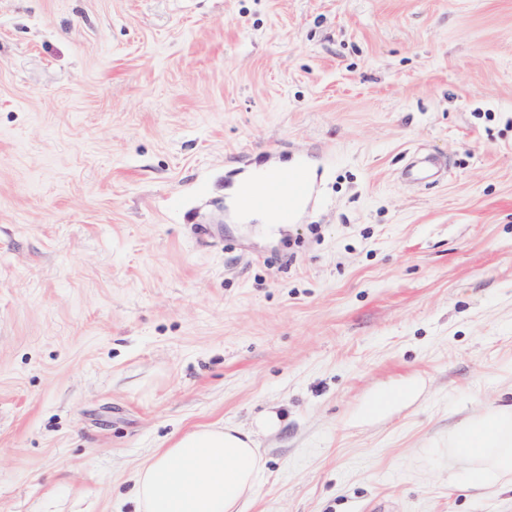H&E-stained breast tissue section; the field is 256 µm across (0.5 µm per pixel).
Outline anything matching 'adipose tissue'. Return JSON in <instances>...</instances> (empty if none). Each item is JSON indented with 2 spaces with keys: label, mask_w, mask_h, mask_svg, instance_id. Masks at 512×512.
<instances>
[{
  "label": "adipose tissue",
  "mask_w": 512,
  "mask_h": 512,
  "mask_svg": "<svg viewBox=\"0 0 512 512\" xmlns=\"http://www.w3.org/2000/svg\"><path fill=\"white\" fill-rule=\"evenodd\" d=\"M468 463V485L512 490V404L466 424L448 442ZM262 459L251 432L210 425L171 439L139 467L136 512H241Z\"/></svg>",
  "instance_id": "obj_1"
}]
</instances>
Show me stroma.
Returning a JSON list of instances; mask_svg holds the SVG:
<instances>
[{
  "label": "stroma",
  "mask_w": 512,
  "mask_h": 512,
  "mask_svg": "<svg viewBox=\"0 0 512 512\" xmlns=\"http://www.w3.org/2000/svg\"><path fill=\"white\" fill-rule=\"evenodd\" d=\"M301 156L296 223L233 207ZM505 403L512 0H0V512H135L212 423L242 512H512L448 453Z\"/></svg>",
  "instance_id": "35a3bbf8"
}]
</instances>
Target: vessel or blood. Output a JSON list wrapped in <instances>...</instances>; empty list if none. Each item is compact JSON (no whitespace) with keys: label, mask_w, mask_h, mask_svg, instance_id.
<instances>
[{"label":"vessel or blood","mask_w":512,"mask_h":512,"mask_svg":"<svg viewBox=\"0 0 512 512\" xmlns=\"http://www.w3.org/2000/svg\"><path fill=\"white\" fill-rule=\"evenodd\" d=\"M313 193L308 163L298 159L292 171L270 168L241 190L237 206L245 213L272 214L277 223H290L298 208Z\"/></svg>","instance_id":"vessel-or-blood-1"}]
</instances>
